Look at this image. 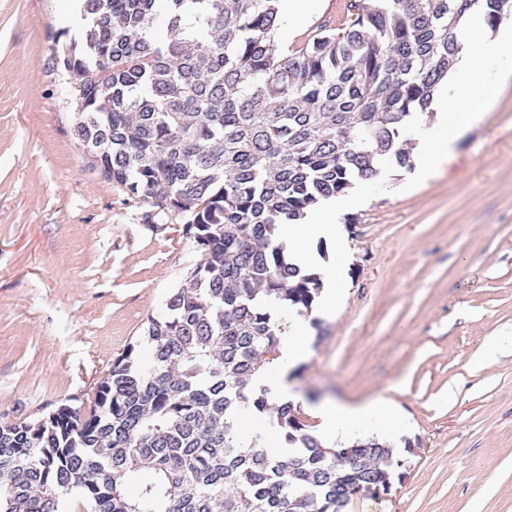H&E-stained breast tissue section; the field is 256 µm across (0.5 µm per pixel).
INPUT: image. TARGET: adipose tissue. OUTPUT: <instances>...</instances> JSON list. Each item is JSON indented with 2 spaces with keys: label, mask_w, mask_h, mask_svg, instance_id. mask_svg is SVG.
<instances>
[{
  "label": "adipose tissue",
  "mask_w": 512,
  "mask_h": 512,
  "mask_svg": "<svg viewBox=\"0 0 512 512\" xmlns=\"http://www.w3.org/2000/svg\"><path fill=\"white\" fill-rule=\"evenodd\" d=\"M465 35L461 48L450 68L445 87L439 92L440 113L433 123H416L414 158L419 163L418 175L432 177L451 156L462 128L481 121L491 103L512 84V66L505 67L498 82H489L487 66L492 57L512 56V28L490 34L481 11H470L464 20ZM364 199L362 187L348 195L321 201L312 207L300 224H282L277 229V241L287 251L291 261L305 270L314 269L320 261L318 245L330 246L334 255L325 269L316 316H332L340 306L345 290L341 274L350 250L336 222L340 210L358 205ZM265 311L273 321L289 319L287 334L282 336L278 354L251 379L250 391L272 388L280 401L296 399L291 375L307 362L311 355L312 327L309 320L289 316L279 302H268ZM319 436L326 447H340L359 438H373L379 443L401 447L408 427L395 404L375 397L361 404L341 401L314 405Z\"/></svg>",
  "instance_id": "ef3b65f1"
}]
</instances>
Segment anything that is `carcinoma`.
Here are the masks:
<instances>
[{
    "instance_id": "cac0c4a2",
    "label": "carcinoma",
    "mask_w": 512,
    "mask_h": 512,
    "mask_svg": "<svg viewBox=\"0 0 512 512\" xmlns=\"http://www.w3.org/2000/svg\"><path fill=\"white\" fill-rule=\"evenodd\" d=\"M478 2L492 29L508 15L506 0H348L286 51L280 0H81L84 37L52 56L72 135L128 198L181 218L200 259L149 320L148 364L128 350L87 413L0 426V512H61L75 490L91 512H343L405 477L375 441L326 448L298 406L246 390L280 343L261 298L305 315L321 290L278 225L377 180L384 158L411 168L401 138L432 117ZM241 406L276 415L287 455L236 441Z\"/></svg>"
}]
</instances>
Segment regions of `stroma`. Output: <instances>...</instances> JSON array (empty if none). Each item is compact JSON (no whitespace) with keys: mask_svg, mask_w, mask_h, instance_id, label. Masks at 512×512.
<instances>
[{"mask_svg":"<svg viewBox=\"0 0 512 512\" xmlns=\"http://www.w3.org/2000/svg\"><path fill=\"white\" fill-rule=\"evenodd\" d=\"M60 0H0V425L60 405L89 410L114 362L143 357L149 318L198 259L172 216L129 199L71 135V85L51 47L80 32ZM385 165L365 204L342 211L350 246L337 317L321 320L292 374L314 403L393 398L418 456L389 491L344 512H512V89L463 132L426 185Z\"/></svg>","mask_w":512,"mask_h":512,"instance_id":"stroma-1","label":"stroma"}]
</instances>
